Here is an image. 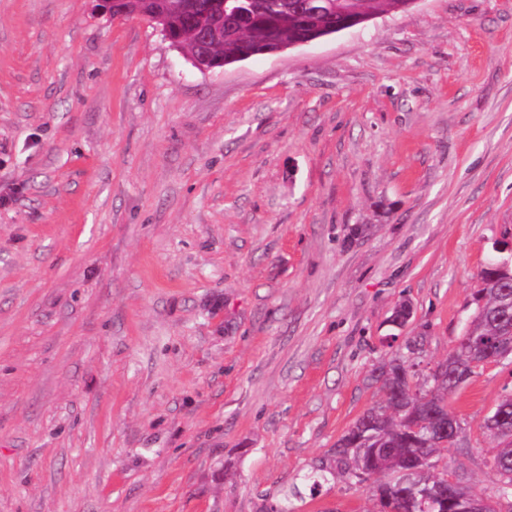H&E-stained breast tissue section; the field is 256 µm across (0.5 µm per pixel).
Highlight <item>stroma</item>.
Returning a JSON list of instances; mask_svg holds the SVG:
<instances>
[{"instance_id":"1","label":"stroma","mask_w":512,"mask_h":512,"mask_svg":"<svg viewBox=\"0 0 512 512\" xmlns=\"http://www.w3.org/2000/svg\"><path fill=\"white\" fill-rule=\"evenodd\" d=\"M510 227L512 0L209 72L92 0H0V512H257L379 362L420 334L417 375L448 357ZM510 391L504 360L453 397L449 473L488 480Z\"/></svg>"}]
</instances>
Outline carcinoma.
Masks as SVG:
<instances>
[{
    "label": "carcinoma",
    "instance_id": "carcinoma-1",
    "mask_svg": "<svg viewBox=\"0 0 512 512\" xmlns=\"http://www.w3.org/2000/svg\"><path fill=\"white\" fill-rule=\"evenodd\" d=\"M301 0H250L248 14L224 19V34L199 47L187 20L177 14L167 19L175 35H181L179 48L192 55L197 49L210 52L232 65L257 56L269 47L288 44L304 32L305 12ZM410 0H318L325 12L314 18L326 29H336L345 20L376 16L409 8ZM476 305L473 317L451 357L453 368L445 378L432 375L419 382L408 358L394 355L376 367L380 399L360 415L325 455L312 461L303 475L304 486L315 495L330 481L363 482L380 477L382 490L376 495V512H467L480 497L509 505L512 512V392L504 395L482 429L495 442L490 469L491 494L483 487L461 480L448 483V464L441 451L454 441L436 436L440 422L456 421L450 400L461 388L460 377L470 381L489 358L512 347V276L489 267L478 274V288L472 293ZM301 490L294 484L270 499L262 496L258 512H294V501Z\"/></svg>",
    "mask_w": 512,
    "mask_h": 512
}]
</instances>
